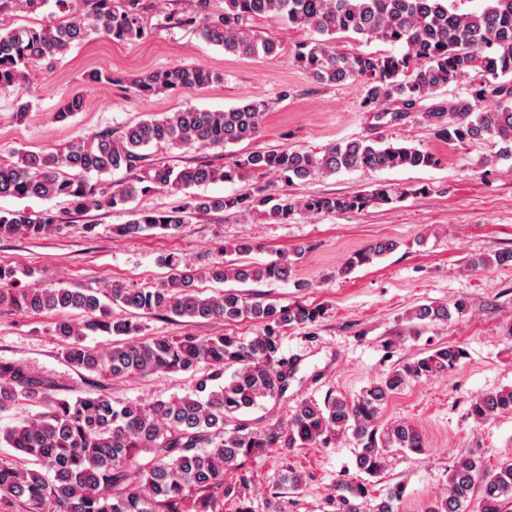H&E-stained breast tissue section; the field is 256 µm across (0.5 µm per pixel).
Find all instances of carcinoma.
Listing matches in <instances>:
<instances>
[{
  "label": "carcinoma",
  "mask_w": 512,
  "mask_h": 512,
  "mask_svg": "<svg viewBox=\"0 0 512 512\" xmlns=\"http://www.w3.org/2000/svg\"><path fill=\"white\" fill-rule=\"evenodd\" d=\"M88 10L73 9L72 0H54L65 14L58 24L20 26L0 31V93L24 79L35 65L54 61L73 44L102 34L114 41L134 42L145 35L143 0H86ZM462 0H195V9L169 13L173 26L193 27L208 43L233 54L259 58L272 55L277 44L256 32L247 21L256 16L280 18L293 28L312 30L319 39L299 43L294 62L319 82L360 81L364 104L376 118L390 123L407 113L390 112L398 103L407 109L430 97L441 86L474 77L467 96L451 105L425 107L422 117L448 144L463 145L485 138L498 139L500 156L512 158V0H486L480 10L463 11ZM377 40L405 47L396 54L345 53L335 46L336 34ZM224 82V75L204 66L157 68L131 81L133 93L148 96L183 88ZM86 101L76 93L63 100L53 118L63 122L83 111ZM266 104L248 101L211 111L187 108L151 113L123 127L114 138L104 130L47 153L19 152L17 161L0 163V198L61 199L74 212L117 209L138 196L160 189L182 191L183 206L170 211L140 210L113 229L118 236H137L160 230L176 235L196 213L259 208L270 220L286 223L296 211L343 214L373 204L390 203L407 191L381 184L368 193L310 195L294 202L273 194L224 197L192 193L190 189L230 182L245 172L272 175L284 186L317 176L367 169L427 167L436 163L425 149L383 144L373 139L336 142L316 151L283 147L248 152L228 167L200 163L178 170L147 166L146 148H188L223 151L254 138L261 130ZM123 170L127 177L107 176ZM63 217L50 210L0 208V238H39L58 232ZM397 247L381 240L355 252L338 270L347 275L358 266ZM183 266L157 288H126L114 284L103 296L93 289L61 285L20 287L15 271L0 266V306L35 314H55L50 327L62 343V359L73 369L106 377L168 373L194 376L184 395L144 404L117 400L99 391L74 398L59 397L44 379L25 364L0 361V414L18 405L39 407L11 426L0 427V447L16 455L0 459V512L21 504L27 512H209L218 496L238 499L237 512H251L241 494L249 477L245 462L266 448H304L325 445L351 434L356 446L355 480L346 479L327 498L330 512H398L405 485L395 483L374 495L368 478L382 473L384 451L399 448L420 453L422 434L397 422L385 425L381 410L410 382L453 369L466 352L443 342L430 353L407 360L354 398L330 394L323 402L306 400L287 425L259 428L247 418L266 398L283 395L294 369L282 357L285 330L317 320V307L280 305L235 289L203 296L195 281L196 266L172 256ZM512 262V249L469 259L470 267L485 268ZM216 282L286 281L292 262L286 257L269 263L226 262L206 267ZM116 304L133 314H160L195 321L250 320L255 336H157L140 338V327L112 316ZM466 301L453 306L436 302L412 309L409 320L418 326L446 322L461 314ZM115 337L112 347L99 351L85 344L87 336ZM512 412V388L474 399L469 413L482 421L496 413ZM484 469L482 457L467 455L453 465L448 494L424 512H465ZM303 477L293 470L272 484L271 498L298 492ZM482 512H505L512 504V459L501 461L482 484Z\"/></svg>",
  "instance_id": "cac0c4a2"
}]
</instances>
